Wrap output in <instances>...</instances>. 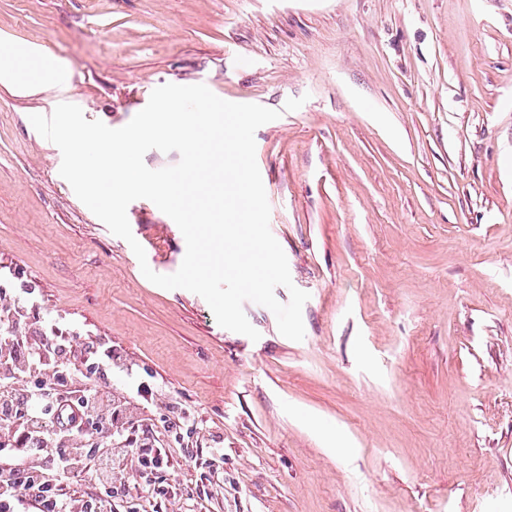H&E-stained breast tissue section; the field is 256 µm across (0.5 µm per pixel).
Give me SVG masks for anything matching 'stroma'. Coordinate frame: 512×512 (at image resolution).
<instances>
[{
    "label": "stroma",
    "mask_w": 512,
    "mask_h": 512,
    "mask_svg": "<svg viewBox=\"0 0 512 512\" xmlns=\"http://www.w3.org/2000/svg\"><path fill=\"white\" fill-rule=\"evenodd\" d=\"M1 38L72 78L0 87V267L133 367L100 389L185 494L137 512H512V0H0ZM167 83L279 111L256 161L302 341L146 279L29 121L67 102L120 128ZM127 218L175 273L176 223L146 199Z\"/></svg>",
    "instance_id": "1"
}]
</instances>
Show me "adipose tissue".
<instances>
[{"label":"adipose tissue","instance_id":"1","mask_svg":"<svg viewBox=\"0 0 512 512\" xmlns=\"http://www.w3.org/2000/svg\"><path fill=\"white\" fill-rule=\"evenodd\" d=\"M69 79L68 67L37 45L13 43L0 49V85L16 96H36Z\"/></svg>","mask_w":512,"mask_h":512}]
</instances>
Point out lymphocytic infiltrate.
I'll return each instance as SVG.
<instances>
[{
  "label": "lymphocytic infiltrate",
  "instance_id": "obj_1",
  "mask_svg": "<svg viewBox=\"0 0 512 512\" xmlns=\"http://www.w3.org/2000/svg\"><path fill=\"white\" fill-rule=\"evenodd\" d=\"M73 342L31 292L0 289V512H112L89 486L169 469L130 402L75 385L79 365L108 374L119 355Z\"/></svg>",
  "mask_w": 512,
  "mask_h": 512
}]
</instances>
